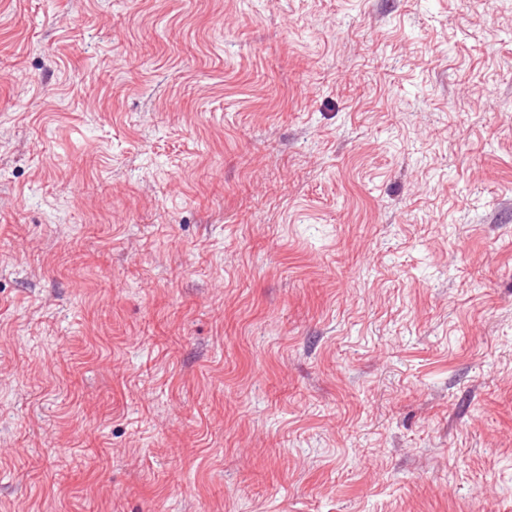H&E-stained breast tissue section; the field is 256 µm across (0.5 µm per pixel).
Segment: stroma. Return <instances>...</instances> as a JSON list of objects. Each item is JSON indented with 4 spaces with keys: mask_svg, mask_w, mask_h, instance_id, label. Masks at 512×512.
<instances>
[{
    "mask_svg": "<svg viewBox=\"0 0 512 512\" xmlns=\"http://www.w3.org/2000/svg\"><path fill=\"white\" fill-rule=\"evenodd\" d=\"M0 512H512V0H0Z\"/></svg>",
    "mask_w": 512,
    "mask_h": 512,
    "instance_id": "obj_1",
    "label": "stroma"
}]
</instances>
